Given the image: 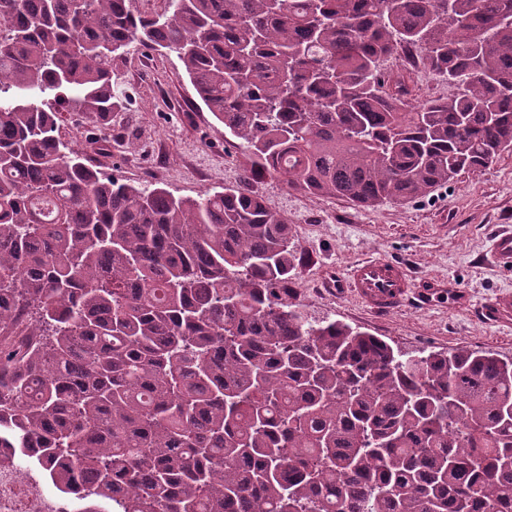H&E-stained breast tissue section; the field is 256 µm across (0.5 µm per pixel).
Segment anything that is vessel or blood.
Segmentation results:
<instances>
[{
	"instance_id": "b4317fda",
	"label": "vessel or blood",
	"mask_w": 512,
	"mask_h": 512,
	"mask_svg": "<svg viewBox=\"0 0 512 512\" xmlns=\"http://www.w3.org/2000/svg\"><path fill=\"white\" fill-rule=\"evenodd\" d=\"M340 285L373 312L387 314L408 305L416 296V284L407 266L399 261L369 257L351 266ZM492 323L512 322V294H499L483 308Z\"/></svg>"
}]
</instances>
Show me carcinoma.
Masks as SVG:
<instances>
[{
    "label": "carcinoma",
    "instance_id": "obj_1",
    "mask_svg": "<svg viewBox=\"0 0 512 512\" xmlns=\"http://www.w3.org/2000/svg\"><path fill=\"white\" fill-rule=\"evenodd\" d=\"M168 3L0 0V448L77 512H512V362L310 319L252 189L374 207L512 153V0ZM132 44L177 54L238 186L176 198L61 139L39 94L108 120ZM403 53L456 93L411 104Z\"/></svg>",
    "mask_w": 512,
    "mask_h": 512
}]
</instances>
